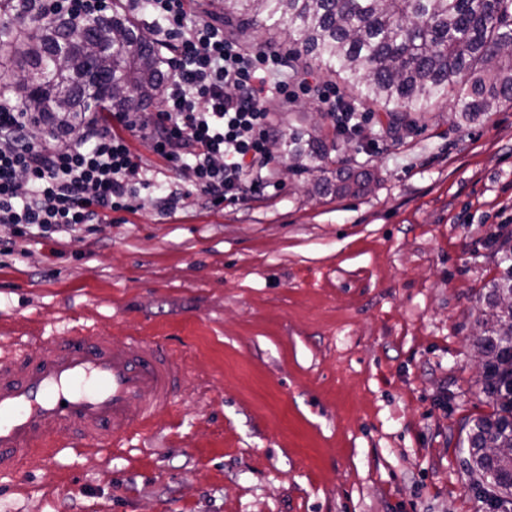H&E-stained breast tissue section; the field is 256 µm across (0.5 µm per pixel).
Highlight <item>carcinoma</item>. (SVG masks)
Listing matches in <instances>:
<instances>
[{
  "instance_id": "carcinoma-1",
  "label": "carcinoma",
  "mask_w": 512,
  "mask_h": 512,
  "mask_svg": "<svg viewBox=\"0 0 512 512\" xmlns=\"http://www.w3.org/2000/svg\"><path fill=\"white\" fill-rule=\"evenodd\" d=\"M210 7L242 32L288 31L289 57L312 76L348 84L354 101L384 116L391 137L426 126L450 97L464 123L512 104V0H217ZM48 23L23 30L0 62V80L43 125L69 133L89 112H143L160 103L162 54L126 13L87 16L60 31ZM294 116L275 148L289 173H317L308 199L362 190L371 173L332 157L343 131L318 120L296 126ZM497 238L504 269L489 285L476 332L481 393L496 410L472 420L464 463L492 512H512V454L486 453L512 448V229L501 227ZM487 471L495 473L491 486L480 481Z\"/></svg>"
}]
</instances>
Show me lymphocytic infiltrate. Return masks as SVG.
<instances>
[{"instance_id":"obj_1","label":"lymphocytic infiltrate","mask_w":512,"mask_h":512,"mask_svg":"<svg viewBox=\"0 0 512 512\" xmlns=\"http://www.w3.org/2000/svg\"><path fill=\"white\" fill-rule=\"evenodd\" d=\"M25 21L102 12L106 0H18ZM151 11L179 34L174 56L164 58L166 85L160 112L88 118L77 137L37 139L33 118L14 99H0V255L18 253L21 241L63 237L133 211L144 191L166 188L159 205L176 210L196 191L212 205H235L277 189L272 144L279 129L270 96L296 100L310 92L303 71L273 44L245 46L221 25L192 19L186 0H147ZM149 140L155 154L180 173L162 184L137 158L126 132Z\"/></svg>"}]
</instances>
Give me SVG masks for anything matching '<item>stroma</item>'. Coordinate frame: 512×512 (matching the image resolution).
Wrapping results in <instances>:
<instances>
[{
	"label": "stroma",
	"instance_id": "35a3bbf8",
	"mask_svg": "<svg viewBox=\"0 0 512 512\" xmlns=\"http://www.w3.org/2000/svg\"><path fill=\"white\" fill-rule=\"evenodd\" d=\"M340 158L367 192L308 201L279 175L224 208L112 213L0 257V349L85 327L182 353L180 395L109 448L33 455L0 512H490L459 452L491 414L475 347L512 226V105L452 103Z\"/></svg>",
	"mask_w": 512,
	"mask_h": 512
}]
</instances>
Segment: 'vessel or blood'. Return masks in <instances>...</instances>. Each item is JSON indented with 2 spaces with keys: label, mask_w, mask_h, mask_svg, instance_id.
I'll list each match as a JSON object with an SVG mask.
<instances>
[{
  "label": "vessel or blood",
  "mask_w": 512,
  "mask_h": 512,
  "mask_svg": "<svg viewBox=\"0 0 512 512\" xmlns=\"http://www.w3.org/2000/svg\"><path fill=\"white\" fill-rule=\"evenodd\" d=\"M184 375L180 354L141 336L119 345L87 331L53 337L35 355L0 354V475L58 436L109 447L146 429L175 403Z\"/></svg>",
  "instance_id": "b4317fda"
}]
</instances>
